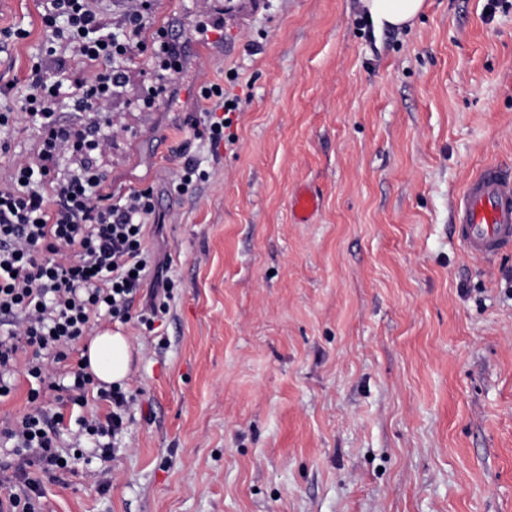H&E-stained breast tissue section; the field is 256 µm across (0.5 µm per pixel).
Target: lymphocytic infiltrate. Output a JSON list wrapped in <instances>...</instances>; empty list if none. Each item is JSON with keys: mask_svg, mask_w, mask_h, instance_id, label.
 Instances as JSON below:
<instances>
[{"mask_svg": "<svg viewBox=\"0 0 512 512\" xmlns=\"http://www.w3.org/2000/svg\"><path fill=\"white\" fill-rule=\"evenodd\" d=\"M120 32L107 31L90 0H45L42 23L47 50L63 48L84 75L71 93L77 112H95L122 89L120 64L148 56L155 84L141 109L154 111L183 70L185 44L154 26L150 0H124ZM153 42H145L147 30ZM61 81L33 64L30 91L20 109L38 137L32 156L18 161L6 186H0V398L15 386L17 362H24L37 386L29 392L28 411L0 425V445L12 449L0 463V486L7 488L8 512H41L42 475L71 471L76 454L59 451L61 404L81 406L89 391L108 401L105 417L79 418L76 441L92 440L102 458L115 451L136 396L118 384L98 382L83 363H70L77 344L110 318L138 320L152 327L168 309L170 280L159 283L143 306L135 300L152 258L144 228L155 213L150 190L119 199L104 194L103 165L109 142L97 130L66 126L57 117ZM214 106L203 124L211 146H219L232 124L224 89L203 88Z\"/></svg>", "mask_w": 512, "mask_h": 512, "instance_id": "1", "label": "lymphocytic infiltrate"}]
</instances>
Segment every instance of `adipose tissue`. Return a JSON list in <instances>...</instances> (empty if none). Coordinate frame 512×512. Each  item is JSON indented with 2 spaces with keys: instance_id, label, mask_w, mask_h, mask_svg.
Returning <instances> with one entry per match:
<instances>
[{
  "instance_id": "ef3b65f1",
  "label": "adipose tissue",
  "mask_w": 512,
  "mask_h": 512,
  "mask_svg": "<svg viewBox=\"0 0 512 512\" xmlns=\"http://www.w3.org/2000/svg\"><path fill=\"white\" fill-rule=\"evenodd\" d=\"M361 3L366 18L378 31L404 28L425 7V0H361ZM83 358L99 381L120 384L130 373L132 348L128 337L99 331L91 336Z\"/></svg>"
}]
</instances>
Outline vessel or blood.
<instances>
[{
    "mask_svg": "<svg viewBox=\"0 0 512 512\" xmlns=\"http://www.w3.org/2000/svg\"><path fill=\"white\" fill-rule=\"evenodd\" d=\"M318 207L319 200L313 191H295V223H309ZM452 232L468 254L482 259L512 249L511 171L498 164H487L470 176L456 202Z\"/></svg>",
    "mask_w": 512,
    "mask_h": 512,
    "instance_id": "obj_1",
    "label": "vessel or blood"
}]
</instances>
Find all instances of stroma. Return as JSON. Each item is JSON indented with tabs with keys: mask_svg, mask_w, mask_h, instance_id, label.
<instances>
[{
	"mask_svg": "<svg viewBox=\"0 0 512 512\" xmlns=\"http://www.w3.org/2000/svg\"><path fill=\"white\" fill-rule=\"evenodd\" d=\"M0 11V178L37 138L19 103L46 55L41 0ZM172 99L127 63L104 193L151 190L146 244L174 282L129 336L136 394L113 458L43 477L47 512H512V252L451 233L479 167L512 168V0H426L375 31L360 0H220ZM188 33L196 0H154ZM239 108L218 154L202 87ZM210 173L175 190L188 161ZM312 223L293 220L298 187ZM319 207L317 195L310 189L296 190L292 200L294 222L308 224Z\"/></svg>",
	"mask_w": 512,
	"mask_h": 512,
	"instance_id": "1",
	"label": "stroma"
}]
</instances>
